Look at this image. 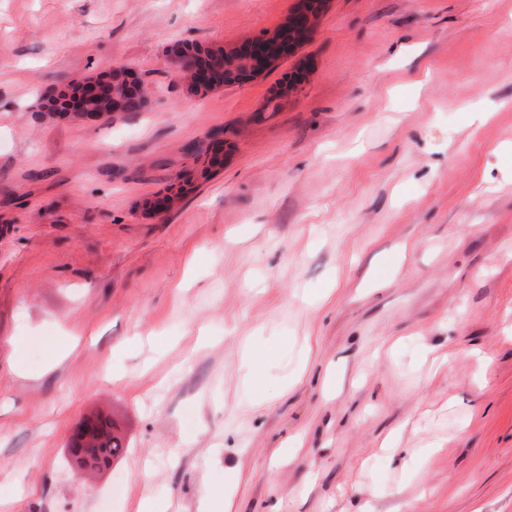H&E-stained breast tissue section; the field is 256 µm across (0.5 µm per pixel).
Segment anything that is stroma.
<instances>
[{
	"label": "stroma",
	"instance_id": "obj_1",
	"mask_svg": "<svg viewBox=\"0 0 512 512\" xmlns=\"http://www.w3.org/2000/svg\"><path fill=\"white\" fill-rule=\"evenodd\" d=\"M299 2L0 0V512H512V0H327L186 93L175 42ZM116 65L149 110L39 112ZM96 410L127 451L79 481ZM308 0H301V5L290 14V23L298 28L301 33L310 39L317 29L319 13L308 12L305 4Z\"/></svg>",
	"mask_w": 512,
	"mask_h": 512
}]
</instances>
